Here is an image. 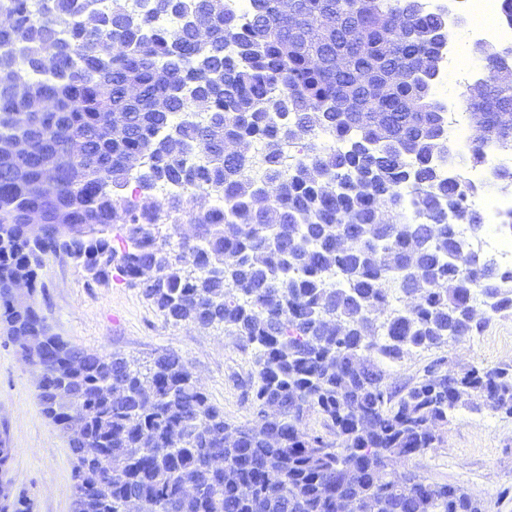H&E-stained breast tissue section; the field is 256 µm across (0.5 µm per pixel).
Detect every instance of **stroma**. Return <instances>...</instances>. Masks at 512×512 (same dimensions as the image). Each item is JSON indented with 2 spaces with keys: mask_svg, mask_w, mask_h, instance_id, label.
<instances>
[{
  "mask_svg": "<svg viewBox=\"0 0 512 512\" xmlns=\"http://www.w3.org/2000/svg\"><path fill=\"white\" fill-rule=\"evenodd\" d=\"M40 278L45 291L38 302L53 332L71 345L118 353L144 365L175 353L223 409L225 419L236 425L254 419V355L237 337L220 328L171 325L140 289L116 278L106 284L89 282L82 267L61 253L46 256ZM440 357L454 372L512 363V314L491 319L479 335L406 357L389 367V381L396 387L413 384ZM37 376V369L0 334V444L13 451L7 476L16 490L32 498L33 512H74V455L68 437L41 412ZM401 467L432 483L466 488L489 512H512V416L488 409L460 411L439 447Z\"/></svg>",
  "mask_w": 512,
  "mask_h": 512,
  "instance_id": "obj_1",
  "label": "stroma"
}]
</instances>
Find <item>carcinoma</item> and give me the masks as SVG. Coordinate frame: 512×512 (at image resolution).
Listing matches in <instances>:
<instances>
[{
	"label": "carcinoma",
	"mask_w": 512,
	"mask_h": 512,
	"mask_svg": "<svg viewBox=\"0 0 512 512\" xmlns=\"http://www.w3.org/2000/svg\"><path fill=\"white\" fill-rule=\"evenodd\" d=\"M95 2L0 0L12 20L0 26V332L42 341V413L63 431L79 423L74 512H122L129 497L147 512H254L258 495L268 512H336L345 496L360 512H488L463 487L396 466L437 447L461 409L512 415V364L450 373L440 358L399 390L387 374L512 313V270L473 255L448 222L479 228L470 201L481 189L435 166L448 155L447 116L426 74L448 13L410 11L412 36L391 45L386 19L405 0H298L299 20L279 0H249L243 18L224 0ZM506 50L474 53L491 71ZM401 66L410 78L377 93ZM34 100L51 109L16 124ZM469 114L485 131L469 161L486 148L512 154V91L489 84ZM287 130L300 148L291 162L278 151ZM325 131L333 150L318 145ZM47 164L59 191L44 202ZM161 185L195 194L151 199ZM40 205L48 224L33 240L23 215ZM186 208L192 235L159 239L162 217ZM51 252L94 283L116 274L140 288L168 323L220 326L252 347L254 421L227 422L175 354L141 365L84 351L37 304L17 305L10 283L43 292ZM314 414L334 439L307 427ZM0 512L33 504L18 492Z\"/></svg>",
	"instance_id": "obj_1"
}]
</instances>
